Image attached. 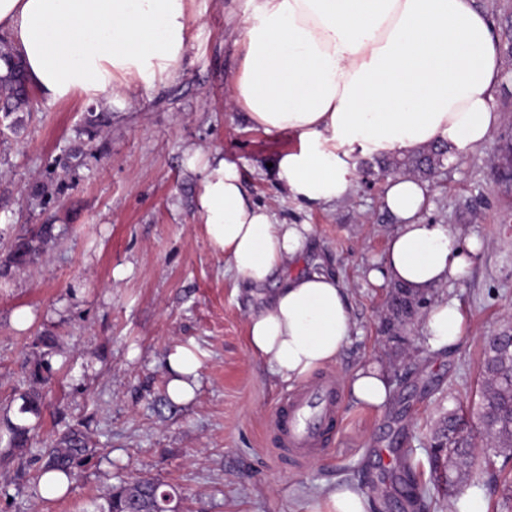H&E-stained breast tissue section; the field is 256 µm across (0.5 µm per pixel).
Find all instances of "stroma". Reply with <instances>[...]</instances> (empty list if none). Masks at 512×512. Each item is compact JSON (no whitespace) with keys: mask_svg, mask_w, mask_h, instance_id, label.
Returning <instances> with one entry per match:
<instances>
[{"mask_svg":"<svg viewBox=\"0 0 512 512\" xmlns=\"http://www.w3.org/2000/svg\"><path fill=\"white\" fill-rule=\"evenodd\" d=\"M492 17L503 61L494 103L504 122L481 147L458 155L429 181L427 220L474 235L484 248L469 276L442 287L458 300L471 330L459 347L428 352L423 327L396 355L382 331L389 287L369 280L395 228L383 210L379 162L352 156V191L329 204L287 196L271 162L298 146L289 133L255 129L232 105L238 69L240 0H193L195 39L179 74L105 108L83 96L49 104L30 93L0 132V412L17 417L20 396H42L32 447L4 444L0 419V512H91L120 481L151 478L176 489L181 512H305L341 484L369 494L376 512H402L395 449L428 473L435 426L454 402L471 407L481 379L484 340L512 319V0H476ZM102 116L88 138L89 115ZM239 169L248 198L279 222L312 227L315 259L349 291L355 329L336 363L315 379L344 381L365 363L387 371L393 395L377 410L342 399L339 428L318 454L287 465L271 442V419L287 386L248 348L249 287L225 276L195 207L199 171L192 152ZM58 185L50 199L35 186ZM49 224L53 236L36 262L9 261L15 237ZM30 308L26 330L13 314ZM193 344L199 385L185 405L169 402L166 357ZM77 430L87 448L62 497H40L31 477L45 443ZM512 459L496 458L468 492L488 512L504 501Z\"/></svg>","mask_w":512,"mask_h":512,"instance_id":"obj_1","label":"stroma"}]
</instances>
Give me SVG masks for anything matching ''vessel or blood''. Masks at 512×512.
<instances>
[{
	"label": "vessel or blood",
	"mask_w": 512,
	"mask_h": 512,
	"mask_svg": "<svg viewBox=\"0 0 512 512\" xmlns=\"http://www.w3.org/2000/svg\"><path fill=\"white\" fill-rule=\"evenodd\" d=\"M339 409V390L331 379L289 394L272 419L275 446L295 455L320 451L337 426Z\"/></svg>",
	"instance_id": "1"
}]
</instances>
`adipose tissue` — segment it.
<instances>
[{"mask_svg":"<svg viewBox=\"0 0 512 512\" xmlns=\"http://www.w3.org/2000/svg\"><path fill=\"white\" fill-rule=\"evenodd\" d=\"M9 36L31 86L53 103L149 90L181 70L193 40L188 0H0ZM235 102L253 126L288 132L299 147L275 158L287 193L327 204L353 186L352 154L392 156L444 145L446 163L484 144L503 117L493 101L501 82L498 39L475 0H245ZM199 167L196 205L212 250L238 280L273 284L247 317L251 353L293 387L336 362L355 327L348 290L314 267L288 274L312 227L278 222L251 202L235 165ZM382 206L398 224L375 279L430 291L468 277L478 247L447 224L424 221L426 182L388 178ZM469 329L456 299L435 300L423 326L432 352L456 348ZM171 401L195 396L200 359L178 345L167 355ZM344 386L380 409L392 397L386 373L367 363ZM359 489H328L307 512H371Z\"/></svg>","mask_w":512,"mask_h":512,"instance_id":"obj_1","label":"adipose tissue"}]
</instances>
